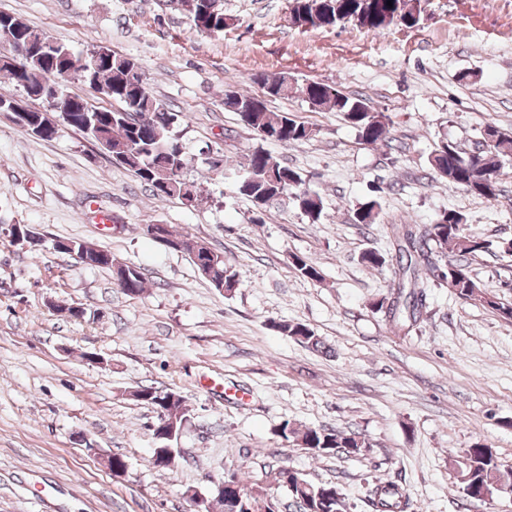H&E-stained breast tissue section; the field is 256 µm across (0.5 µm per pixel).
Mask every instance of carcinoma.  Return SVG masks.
Listing matches in <instances>:
<instances>
[{"label": "carcinoma", "mask_w": 512, "mask_h": 512, "mask_svg": "<svg viewBox=\"0 0 512 512\" xmlns=\"http://www.w3.org/2000/svg\"><path fill=\"white\" fill-rule=\"evenodd\" d=\"M392 5H387V2ZM179 10L201 33L224 31L228 18L218 0H176ZM290 18L293 25L304 28H325L335 25L336 13L351 19L358 18L362 27L371 31L392 26L414 27L412 20L414 0H290ZM46 40L51 36L23 20L0 13V49L8 39L24 42L30 38ZM99 50L84 58L77 57L69 46L60 42L56 55L63 57L66 67L72 70L77 83L100 84L110 90L112 107H97V116L104 140L94 132H85L81 125L83 113L74 112L70 127L90 138L107 155L112 164L122 167L147 184L158 198H183L182 188L187 186L196 204L204 201V189L186 178L188 159L180 137L184 114L173 112L150 92L141 80L128 77L130 67L137 62L116 54L111 60H96ZM9 79L24 89L26 94L38 93L49 81L47 61L33 56L26 69L18 73L3 69ZM266 93L273 97L287 98L301 95L317 110H334L342 114L357 131L365 144L388 143L391 139L389 115L371 108L367 100L343 94L335 86L321 82H306L289 87L291 77L286 73L260 74L255 77ZM224 109L238 115L245 127L259 140L274 141L285 146L310 140L318 130L283 113L271 112L260 101L248 94L231 92L225 95ZM486 124L478 130L477 153L466 156L452 141L436 144L428 157L434 179L443 180L450 188L462 189L486 200H495L501 193L500 177L504 163L512 160V132L501 131L497 141L489 139ZM240 195L262 209L275 201L291 200L310 222L317 223L324 209L323 198L306 184L297 170L281 164L261 146L247 154L243 178L238 184ZM381 205L373 198L355 208V221L365 227L377 223ZM395 237V255L388 257L376 250H366L360 261L372 268H381L395 262L394 289L388 297L379 299L375 310L398 323L411 327L420 322L426 308L425 284L432 280L448 288L460 299L474 301L490 309L504 320L512 322V303H504L490 295L474 279L462 259L485 249L483 240L468 231L464 216L453 210L440 212L423 234L403 224H392ZM198 272L218 291L230 292L240 284V275L224 261V255L204 245L192 255ZM90 267L105 268L116 275V285L130 296L140 295L145 288L141 268L130 264H115L112 254L103 252L90 258ZM283 334L316 351L327 346L307 325L300 322L275 324ZM142 400L156 413H185L183 402L165 401V391L154 387L140 389ZM301 445L316 455L358 456L368 451L370 443L362 433L354 430H334L306 427L298 432ZM460 483L466 496L476 498L484 491L491 493L512 492V466L504 465L491 446L477 442L464 451L463 467L459 471ZM278 485L288 489L297 505V512H348L346 498L335 483L313 484L291 467H280L276 472ZM242 494L238 512H260L262 497L247 493L245 486L224 489L216 503L225 502ZM370 503L375 512H409L410 500L403 488L393 481L380 483L373 489Z\"/></svg>", "instance_id": "1"}]
</instances>
